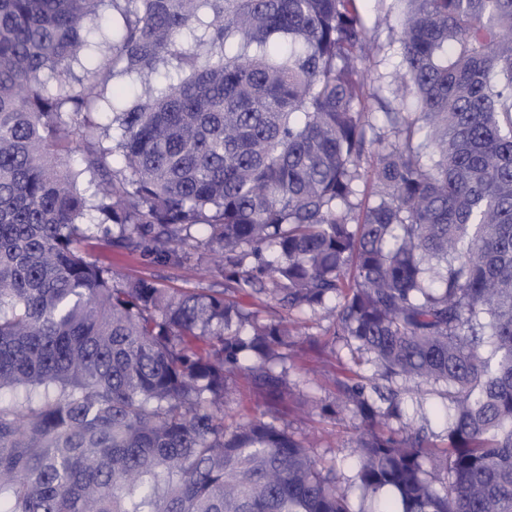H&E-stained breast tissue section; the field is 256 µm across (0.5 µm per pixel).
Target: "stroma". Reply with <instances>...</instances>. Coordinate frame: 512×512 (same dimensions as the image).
I'll return each instance as SVG.
<instances>
[{"mask_svg":"<svg viewBox=\"0 0 512 512\" xmlns=\"http://www.w3.org/2000/svg\"><path fill=\"white\" fill-rule=\"evenodd\" d=\"M84 249L90 259L110 266L120 279L145 277L171 288L214 292L225 288L222 269H202L193 251L180 263L163 264L146 254L113 247L96 233L90 234ZM291 317L297 328L283 350L290 395L270 399L254 387L245 372L238 371L228 377L229 408L234 413L276 419L309 441L317 457L334 461L343 484L353 485L361 424L353 405L339 401L337 385L356 375L372 378L375 366L370 354L336 335L332 320L323 313L295 311ZM394 387L402 398L404 421L424 422L431 440L446 445L444 399L432 391H418L409 381L395 382Z\"/></svg>","mask_w":512,"mask_h":512,"instance_id":"1","label":"stroma"}]
</instances>
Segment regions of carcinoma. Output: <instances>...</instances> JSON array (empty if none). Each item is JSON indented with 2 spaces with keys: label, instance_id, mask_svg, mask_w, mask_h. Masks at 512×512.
<instances>
[{
  "label": "carcinoma",
  "instance_id": "carcinoma-1",
  "mask_svg": "<svg viewBox=\"0 0 512 512\" xmlns=\"http://www.w3.org/2000/svg\"><path fill=\"white\" fill-rule=\"evenodd\" d=\"M103 2L0 0V512H512V0H110L95 45ZM89 225L160 263L201 226L224 292L119 281ZM231 289L443 387L448 445L341 384L356 508L288 428L228 418L237 370L288 392L290 336ZM370 36L372 41L375 42L376 45L381 47V51L378 56L373 59V61L378 62V66L376 67L379 72L388 73L394 71L395 67L399 62V57L394 53V48H389V32L388 29H379L376 31H371ZM373 61L371 65L373 64Z\"/></svg>",
  "mask_w": 512,
  "mask_h": 512
}]
</instances>
